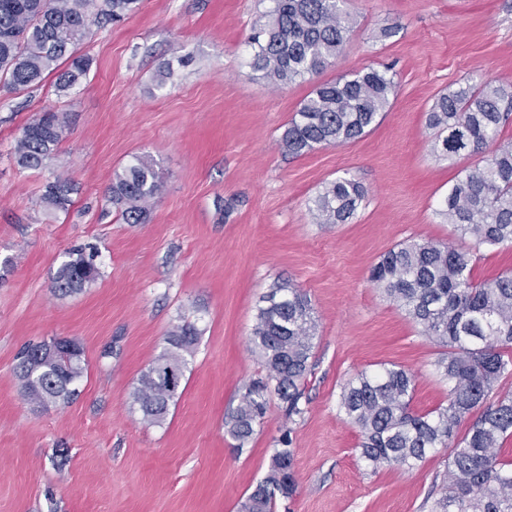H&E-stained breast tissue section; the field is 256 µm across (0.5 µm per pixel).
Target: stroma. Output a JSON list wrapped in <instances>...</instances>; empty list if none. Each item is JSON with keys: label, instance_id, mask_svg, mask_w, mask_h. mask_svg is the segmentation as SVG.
Here are the masks:
<instances>
[{"label": "stroma", "instance_id": "35a3bbf8", "mask_svg": "<svg viewBox=\"0 0 512 512\" xmlns=\"http://www.w3.org/2000/svg\"><path fill=\"white\" fill-rule=\"evenodd\" d=\"M271 6L141 0L84 42L92 68L69 96L50 76L0 83V512H240L287 431L297 486L276 512H431L439 498L447 449L371 470L338 399L356 374L396 365L415 376V413L448 403L443 347L369 270L403 242L458 244L438 209L467 162L434 151L427 113L464 79L512 84V0H344L353 32L320 79L388 66L396 93L362 138L297 158L279 138L316 81L275 88L250 67L248 37ZM46 110L68 117L56 155L43 170L20 168L21 129ZM136 156L162 187L147 222L126 224L108 187ZM343 174L366 191L356 215L314 223L310 199ZM58 176L80 191L50 215L40 197ZM89 247L97 281L55 295L66 252ZM278 281L306 294L316 320L303 412L286 417L271 399L240 452L224 421L263 370L250 334ZM185 320L200 339L165 421L152 425L132 393ZM54 336L82 344L86 371L71 403L36 411L19 393L17 356Z\"/></svg>", "mask_w": 512, "mask_h": 512}]
</instances>
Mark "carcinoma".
<instances>
[{"mask_svg":"<svg viewBox=\"0 0 512 512\" xmlns=\"http://www.w3.org/2000/svg\"><path fill=\"white\" fill-rule=\"evenodd\" d=\"M140 0H0V78L11 88L39 84L55 75L59 95L87 78L92 58L78 47L94 26L124 21ZM268 21L250 37V66L274 85L312 78L334 64L352 31L341 0H272ZM391 68L366 67L317 84L286 125L282 148L298 157L323 145L355 141L375 124L394 96ZM512 118V86L465 80L439 94L428 112L437 131L434 151L445 157L482 156L467 168L443 200L448 218L472 249L512 244V140L501 137ZM62 112H42L23 128L14 159L23 169L40 170L53 159L63 138ZM79 190L69 178L44 186L41 203L49 212L66 211ZM161 181L152 163L136 157L114 173L109 201L126 224L143 223ZM365 198L352 177L327 183L309 206L316 224H345ZM96 253L76 250L57 269L54 293L76 294L99 277ZM370 280L403 309L422 332L446 348L439 368L448 379V404L425 414L411 410L412 373L402 367L366 371L342 388L340 412L360 431V457L376 470L411 467L435 448H448L443 495L436 512H512V459L502 458L512 437V394L488 398L512 375V273L489 282L472 276L471 249L411 242L385 252L370 269ZM315 328L308 299L288 283L262 297L251 344L263 359L265 374L252 380L225 421V432L243 450L263 420L271 396L289 418L303 413L302 384L310 371ZM200 332L191 322L169 331L168 347L149 365L132 393L144 420L162 423L177 393L165 392L157 373L174 364L182 369L194 354ZM85 371L84 349L52 359L31 360L21 352L15 368L22 397L46 409L65 406ZM470 420L467 432L456 429ZM274 449L266 477L241 504V512H274L276 495L295 491L291 431Z\"/></svg>","mask_w":512,"mask_h":512,"instance_id":"carcinoma-1","label":"carcinoma"}]
</instances>
